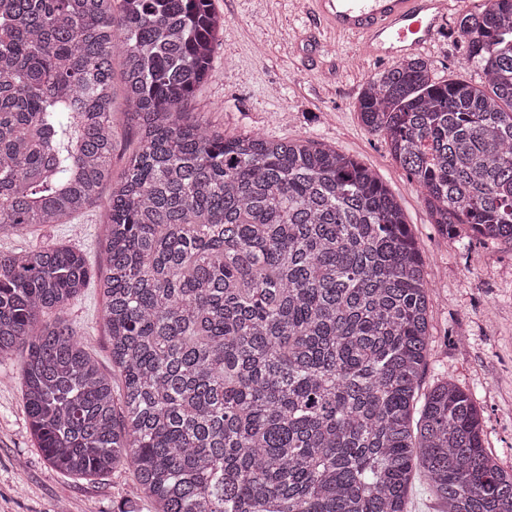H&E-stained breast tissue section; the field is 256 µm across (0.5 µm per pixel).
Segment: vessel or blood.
Segmentation results:
<instances>
[{
    "label": "vessel or blood",
    "instance_id": "1",
    "mask_svg": "<svg viewBox=\"0 0 512 512\" xmlns=\"http://www.w3.org/2000/svg\"><path fill=\"white\" fill-rule=\"evenodd\" d=\"M449 10V0H314L332 31L360 36L366 53L382 59L428 47Z\"/></svg>",
    "mask_w": 512,
    "mask_h": 512
}]
</instances>
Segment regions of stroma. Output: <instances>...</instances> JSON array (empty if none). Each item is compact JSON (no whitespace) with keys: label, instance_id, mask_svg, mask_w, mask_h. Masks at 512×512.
<instances>
[{"label":"stroma","instance_id":"stroma-1","mask_svg":"<svg viewBox=\"0 0 512 512\" xmlns=\"http://www.w3.org/2000/svg\"><path fill=\"white\" fill-rule=\"evenodd\" d=\"M224 18L210 75L188 109L205 113L225 135L311 139L371 169L401 205L430 276L433 342L421 387L452 377L483 410L485 445L512 466V247L481 242L467 225L454 237L431 224L421 188L391 158L383 137L368 132L357 112L368 79L387 68L364 54L357 38L342 37L314 16L310 0H214ZM438 81L480 82L466 66V45L447 20L422 52ZM112 168L121 172L136 146L122 86L114 88ZM104 203L70 224H50L0 249L61 244L81 249L93 269L105 264ZM97 283L68 310L77 338L103 372L112 360ZM24 352L0 360V512H123L134 474L123 466L102 477L77 479L53 469L31 434L22 397Z\"/></svg>","mask_w":512,"mask_h":512}]
</instances>
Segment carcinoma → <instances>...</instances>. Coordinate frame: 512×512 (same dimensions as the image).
I'll use <instances>...</instances> for the list:
<instances>
[{
	"mask_svg": "<svg viewBox=\"0 0 512 512\" xmlns=\"http://www.w3.org/2000/svg\"><path fill=\"white\" fill-rule=\"evenodd\" d=\"M213 0H0V235L102 198L104 268L0 251V359L23 348L53 468L128 464L153 512H512V469L450 378L420 394L431 289L396 198L311 140L227 138L187 106L221 35ZM457 33L478 85L408 55L357 112L424 190L430 223L512 244V0ZM137 146L112 174L113 51ZM97 278L112 367L66 319Z\"/></svg>",
	"mask_w": 512,
	"mask_h": 512,
	"instance_id": "cac0c4a2",
	"label": "carcinoma"
}]
</instances>
